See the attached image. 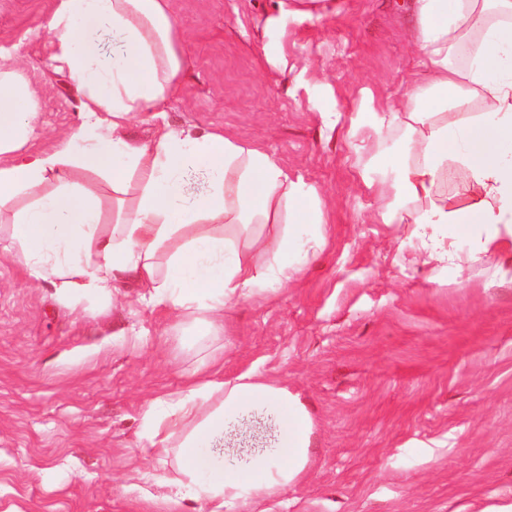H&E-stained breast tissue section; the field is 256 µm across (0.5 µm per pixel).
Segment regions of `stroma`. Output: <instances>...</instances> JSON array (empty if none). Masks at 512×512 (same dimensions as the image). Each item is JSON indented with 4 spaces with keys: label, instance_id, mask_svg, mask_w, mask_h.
Segmentation results:
<instances>
[{
    "label": "stroma",
    "instance_id": "1",
    "mask_svg": "<svg viewBox=\"0 0 512 512\" xmlns=\"http://www.w3.org/2000/svg\"><path fill=\"white\" fill-rule=\"evenodd\" d=\"M53 0H0V54L37 102L35 151L77 124L82 95L48 65ZM412 0H172L188 65L160 123L222 132L272 155L324 201L327 243L303 276L189 326L126 288L78 306L14 261L0 229V512H198L173 505L174 463L142 451L140 417L205 355L225 378L288 385L313 419L306 476L247 512H512V253L465 270L427 261L385 224L348 134L414 86ZM338 116L330 124L324 114Z\"/></svg>",
    "mask_w": 512,
    "mask_h": 512
}]
</instances>
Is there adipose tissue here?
Wrapping results in <instances>:
<instances>
[{
	"label": "adipose tissue",
	"instance_id": "adipose-tissue-1",
	"mask_svg": "<svg viewBox=\"0 0 512 512\" xmlns=\"http://www.w3.org/2000/svg\"><path fill=\"white\" fill-rule=\"evenodd\" d=\"M425 84L398 112L358 113L353 135L401 147L385 153L378 187L386 224H409L428 257L512 249V0H417ZM111 34L104 51L101 36ZM49 61L82 90L78 124L54 148L30 151L37 108L22 74L0 64V211L9 210L14 258L58 298L78 305L139 288L141 303L186 318L200 336L224 330L228 303L278 291L326 240L323 203L266 152L193 127L157 129L135 144L140 114L175 92L186 65L170 0H54ZM471 52L454 61L461 44ZM467 120H450V113ZM476 193L463 207L437 199L449 160ZM203 175L193 190L191 173ZM112 191L115 209L81 179ZM416 210H406V203ZM276 233H267L268 225ZM313 422L298 394L249 371L157 397L141 417L150 447L173 453L174 503L242 512L299 482L311 465Z\"/></svg>",
	"mask_w": 512,
	"mask_h": 512
}]
</instances>
